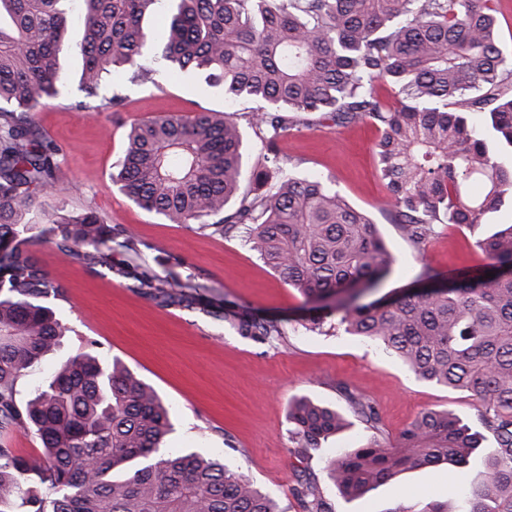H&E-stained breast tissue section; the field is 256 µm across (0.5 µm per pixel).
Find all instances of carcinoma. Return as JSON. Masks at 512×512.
Returning a JSON list of instances; mask_svg holds the SVG:
<instances>
[{
	"label": "carcinoma",
	"instance_id": "cac0c4a2",
	"mask_svg": "<svg viewBox=\"0 0 512 512\" xmlns=\"http://www.w3.org/2000/svg\"><path fill=\"white\" fill-rule=\"evenodd\" d=\"M80 38L71 37L73 2ZM491 0H0V512H280L271 498L215 456L160 453L172 430L158 392L95 344L58 363L21 396L68 327L49 298L53 281L34 247L48 242L72 263L101 267L162 308L197 309L244 338L286 335L181 272L148 262L128 228L94 208L45 217L39 193L59 184L57 145L30 112L53 100L61 59L81 57L83 110L106 77L144 62L194 69L224 99L260 102L252 126L271 166L249 171L243 131L227 112L163 114L134 124L112 182L137 206L172 224L222 235L247 226L245 242L296 289L301 326L332 321L382 345L414 376L468 394L477 423L447 409L420 413L390 446L343 448L328 482L361 496L403 471L481 460L458 512H512V221L475 241L482 263L445 275L421 267L418 290L377 296L394 258L376 224L318 177L283 164L288 112L337 125L368 120L381 131L377 166L394 220L423 250L435 225L475 228L512 199V62L498 44ZM164 10L160 40L148 19ZM489 117L485 130L469 123ZM342 413L306 396L288 405L299 447L314 450L362 422L380 432L374 406L347 387ZM33 435L20 454L5 436ZM497 448L484 453L485 433ZM303 512H331L321 486L302 485Z\"/></svg>",
	"mask_w": 512,
	"mask_h": 512
}]
</instances>
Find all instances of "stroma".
I'll return each mask as SVG.
<instances>
[{
  "mask_svg": "<svg viewBox=\"0 0 512 512\" xmlns=\"http://www.w3.org/2000/svg\"><path fill=\"white\" fill-rule=\"evenodd\" d=\"M79 66L77 55L68 56L59 96L31 114L34 126L61 150L64 189L41 193L43 210L50 213L62 205L96 209L107 223L130 228L147 244L149 262L158 273H166L170 258H180L199 282L221 288L261 316L281 320L287 334L259 343L200 312L158 307L110 275L93 274L43 243L36 254L51 278L67 288L54 307L69 327L60 348L45 359L43 371L97 343L103 360L119 358L168 406L174 431L166 452L197 451L223 458L285 512H299L295 492L309 481L324 486L332 512H390L402 500L440 502L457 512L480 470L477 463L404 472L358 497L342 496L328 486L324 467L337 449L357 448L373 438L394 441L428 409L446 408L475 420L467 394L418 380L396 357L374 342L345 333L343 327L306 330L297 322L301 295L248 249L243 229L218 236L195 225L168 223L139 208L112 181L130 125L164 113L230 111L245 128L248 166L263 165L261 136L249 125L257 103L227 104L223 92L208 86L202 74L188 70L178 75L150 60L148 78H133L122 69L105 83L103 95L123 97L120 111L84 112L74 107ZM378 140L371 122L342 126L314 113L296 112L280 147L289 170L323 178L371 216L394 257L384 291L410 286L425 262L445 272L480 264L474 234L467 228L437 225L420 251L395 224L376 168ZM342 385L375 406L381 433L372 434L358 422L319 449L303 451L290 434L289 400L305 395L343 410L347 404L338 391Z\"/></svg>",
  "mask_w": 512,
  "mask_h": 512,
  "instance_id": "1",
  "label": "stroma"
}]
</instances>
